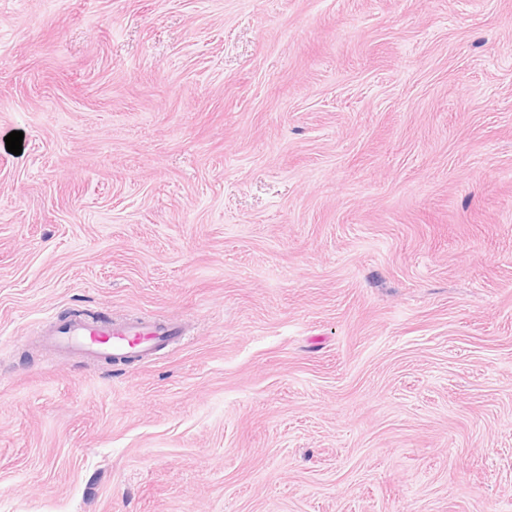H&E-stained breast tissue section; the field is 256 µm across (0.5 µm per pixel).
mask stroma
Here are the masks:
<instances>
[{
	"instance_id": "35a3bbf8",
	"label": "stroma",
	"mask_w": 512,
	"mask_h": 512,
	"mask_svg": "<svg viewBox=\"0 0 512 512\" xmlns=\"http://www.w3.org/2000/svg\"><path fill=\"white\" fill-rule=\"evenodd\" d=\"M0 512H512V0H0ZM184 336L182 322L171 318L72 317L47 330L44 342L54 351L76 354L90 361H151Z\"/></svg>"
}]
</instances>
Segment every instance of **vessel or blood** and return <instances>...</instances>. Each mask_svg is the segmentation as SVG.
Listing matches in <instances>:
<instances>
[{"label": "vessel or blood", "mask_w": 512, "mask_h": 512, "mask_svg": "<svg viewBox=\"0 0 512 512\" xmlns=\"http://www.w3.org/2000/svg\"><path fill=\"white\" fill-rule=\"evenodd\" d=\"M183 337L182 322L171 318L72 317L47 330L44 342L52 350L76 354L90 361H150Z\"/></svg>", "instance_id": "1"}]
</instances>
